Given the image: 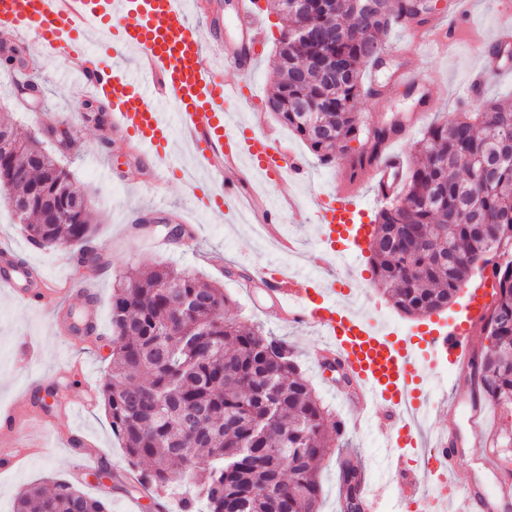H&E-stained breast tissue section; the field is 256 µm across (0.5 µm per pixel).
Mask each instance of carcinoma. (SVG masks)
I'll use <instances>...</instances> for the list:
<instances>
[{
  "instance_id": "1",
  "label": "carcinoma",
  "mask_w": 512,
  "mask_h": 512,
  "mask_svg": "<svg viewBox=\"0 0 512 512\" xmlns=\"http://www.w3.org/2000/svg\"><path fill=\"white\" fill-rule=\"evenodd\" d=\"M285 21L276 49L279 81L267 104L328 164L369 162L397 125L362 129L355 106L361 72L380 59L392 21L416 12L406 0H268ZM336 31L329 44L323 29ZM0 133L18 148L0 154V189L31 206L18 217L28 241L64 240L82 254L93 236L90 207L48 223L40 199L62 212L79 193L70 171L37 138L20 141L9 118ZM356 141L355 149L350 143ZM420 161L375 214L368 250L379 289L401 313L424 317L455 301L491 255L512 254V108L481 100L430 124ZM495 298L477 328L465 381L473 406L512 411V261L492 266ZM215 284L169 265L133 276L112 294L111 375L104 406L137 480L156 492L194 480L182 512H316L319 460L339 446L344 424L326 410L285 341L230 314ZM512 491V431L485 432ZM364 473L344 462L340 496L360 493ZM14 512H109L61 480L21 490Z\"/></svg>"
}]
</instances>
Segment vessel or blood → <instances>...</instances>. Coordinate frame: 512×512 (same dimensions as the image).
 Listing matches in <instances>:
<instances>
[{"label": "vessel or blood", "instance_id": "b4317fda", "mask_svg": "<svg viewBox=\"0 0 512 512\" xmlns=\"http://www.w3.org/2000/svg\"><path fill=\"white\" fill-rule=\"evenodd\" d=\"M229 4L238 31L232 40L222 36L217 10L206 19L212 36L202 40L182 0H0V33L15 40L32 36L38 54L63 57L92 95L110 99L112 131L133 142L142 156L164 158L173 132H180L197 164L210 173L211 198L225 209L240 201L247 174L279 183L303 178L306 172L301 159L270 134H245L224 112L238 87L220 81L215 61L251 75L263 41L251 0ZM471 5L472 0H453L448 17L429 19L418 28V42L447 50ZM129 49L137 52V64L117 65V58ZM403 166L398 153H380L367 170L376 189L388 193L401 182ZM336 198L329 211L318 215L319 262L332 252L341 259L360 253L368 236L366 229H359L350 248L337 249L357 206L345 191H337ZM30 273L24 263L1 270L0 288L31 306L49 304L48 290L21 287V279ZM261 283L290 319L315 328L318 345L336 353L348 375L358 381L370 407L359 412L356 424L374 427L391 447L385 471L396 479L402 501L419 499L424 484L437 472L442 476L438 497L452 512H512L511 499L459 477L446 437H437L419 471L394 453L402 445L425 444L421 422L433 404L417 393L420 365L428 356L468 365L470 335L479 323L473 308L465 309L460 322L438 326L417 343L368 329L346 309L344 292L335 280L315 268L265 276Z\"/></svg>", "mask_w": 512, "mask_h": 512}]
</instances>
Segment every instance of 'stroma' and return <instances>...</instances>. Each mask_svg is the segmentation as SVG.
Here are the masks:
<instances>
[{"label": "stroma", "mask_w": 512, "mask_h": 512, "mask_svg": "<svg viewBox=\"0 0 512 512\" xmlns=\"http://www.w3.org/2000/svg\"><path fill=\"white\" fill-rule=\"evenodd\" d=\"M265 45L260 63L250 78H242L234 69L223 72L225 82L247 81L259 107L238 101L232 105V117L240 124L270 133L288 145L303 160L310 178L304 182L268 184L263 198L283 212L282 234L290 238L300 252L311 253L319 235L316 213L324 196L335 194L339 178L349 161L341 158L323 164L306 143L288 127L278 122L263 103L278 79L275 51L280 37V19L269 10H261ZM512 21V0H474L470 19L462 35L447 52L415 54L410 45L413 27L400 22L392 25L385 38L386 49L394 57L383 58L377 75L390 81L393 73L407 65L418 69L424 80L436 83L441 92L430 114L431 120L445 119L451 112L469 111L476 100L464 90L472 73L479 67L494 68L495 60H482L474 54L477 40L495 38L501 26ZM10 68L0 55V113H8L20 135H36L43 128V117H51L53 127L64 130L70 145L62 162L70 170L75 187L91 199L95 214L92 248L99 259L74 265L70 250L49 246L38 248L26 239L7 202L0 200V244L11 247L16 260L26 262L34 279L40 280L54 299L53 306L30 308L0 289V408L15 409L20 418L32 412L44 414L58 430L87 436L106 458L111 481L94 483L87 472L77 470L70 452L63 447L44 446V436L33 428L20 438L0 435V449L20 456V469L0 475V512H14L18 492L26 486L45 485L65 479L88 496L105 500L110 512H160L155 500L137 505V496L124 491L130 469L120 440L113 434L111 420L101 396L83 414L68 413L66 399L76 392L86 372H93L97 382L109 374L112 350V292L131 272L145 273L161 263H168L218 284L232 302L238 321L243 325L263 327L290 345L305 375L322 403L347 427L345 445L329 448L319 462L322 491L318 512H343L339 498L338 471L341 459L361 467L366 477L379 476L389 449L373 429H353L359 404L349 387L337 384L336 376L315 363L310 353L314 337L310 330L278 319L265 312L271 301L263 289L248 293L240 284L241 276L258 274L260 268L275 269L288 248L265 250L246 225L237 217L204 208L195 185L174 177L166 194L154 197L146 191L151 169L134 149L104 139L107 114L97 100L87 97L66 72L57 57L42 56L35 63L30 79L37 84L36 100L20 102L7 75ZM421 90L403 87L388 96L362 95L356 106L359 116L378 114L383 122L405 119L415 112ZM111 176H104V167ZM325 269L333 273L359 298L361 308L400 322L408 335L426 330L428 325L456 316L468 301V290H461L448 309L415 319L398 312L377 292L375 275L368 253L338 263L335 255L325 259ZM94 292L100 313L98 336L82 341H68L66 332L73 313L82 311L85 297L77 286ZM421 376L435 410L424 422L427 436L447 432L459 439L457 465L461 477L491 490L499 488V472L488 468L481 452L470 447L474 433L467 424L472 411L470 400H463L457 411L445 410L444 399L451 390L466 391L465 371L461 366L424 363ZM49 385L59 389L51 407L26 392L28 385Z\"/></svg>", "instance_id": "stroma-1"}]
</instances>
